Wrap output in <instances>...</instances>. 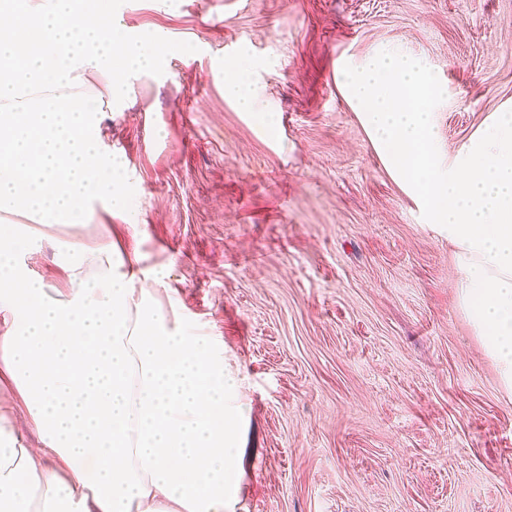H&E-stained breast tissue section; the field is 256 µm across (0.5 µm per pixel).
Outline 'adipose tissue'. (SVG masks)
<instances>
[{"instance_id":"obj_1","label":"adipose tissue","mask_w":512,"mask_h":512,"mask_svg":"<svg viewBox=\"0 0 512 512\" xmlns=\"http://www.w3.org/2000/svg\"><path fill=\"white\" fill-rule=\"evenodd\" d=\"M101 3L0 0V512H236L247 408L168 266L74 233L59 241L65 288L28 265L47 229L99 209L140 234L126 162L80 76H105L120 102L132 77L163 74L168 38L117 30ZM254 67L225 59L224 95L271 136ZM13 400L23 420L6 415Z\"/></svg>"}]
</instances>
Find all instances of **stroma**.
I'll list each match as a JSON object with an SVG mask.
<instances>
[{"label":"stroma","instance_id":"stroma-1","mask_svg":"<svg viewBox=\"0 0 512 512\" xmlns=\"http://www.w3.org/2000/svg\"><path fill=\"white\" fill-rule=\"evenodd\" d=\"M163 28L166 73L110 106L138 247L240 380L237 512H512V392L461 312L453 250L387 170L342 84L394 50L437 75L456 153L512 109V0H112ZM248 54L268 137L224 97Z\"/></svg>","mask_w":512,"mask_h":512}]
</instances>
